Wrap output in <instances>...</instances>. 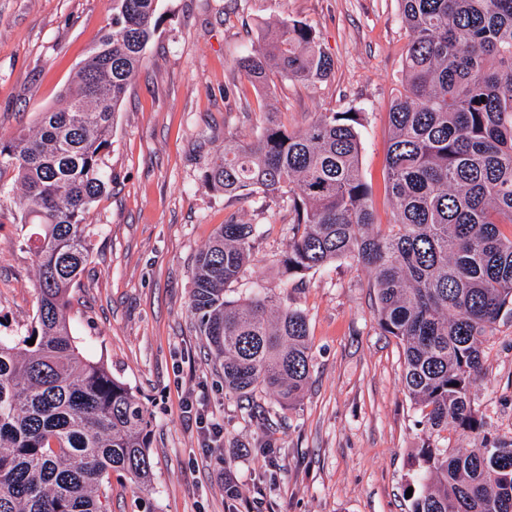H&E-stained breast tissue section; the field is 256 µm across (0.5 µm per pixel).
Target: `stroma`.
Listing matches in <instances>:
<instances>
[{
	"mask_svg": "<svg viewBox=\"0 0 512 512\" xmlns=\"http://www.w3.org/2000/svg\"><path fill=\"white\" fill-rule=\"evenodd\" d=\"M158 13L115 116L104 158L112 184L85 216L91 253L70 293L79 347L151 420L152 485L113 480L107 512H409L420 413L401 384L402 350L378 324L370 270L343 260L287 275V203L262 208L203 181L225 137L256 139L260 99L292 131L323 112H358L361 175L377 223L390 224L388 112L409 40L398 0H160ZM111 14L112 0H0V141L57 105ZM274 20L315 29L334 63L329 78L252 86L237 62ZM19 188L16 170L0 165V336L24 335L37 308L35 258L18 243ZM232 213L263 235L228 297L266 294L307 317L310 377L290 409L260 391L252 414L226 395L190 312L194 259ZM473 391L484 433L512 440V319L485 342ZM190 396L222 429L215 447H203L184 410ZM265 441L272 454L259 453ZM228 476L237 496L224 489Z\"/></svg>",
	"mask_w": 512,
	"mask_h": 512,
	"instance_id": "obj_1",
	"label": "stroma"
}]
</instances>
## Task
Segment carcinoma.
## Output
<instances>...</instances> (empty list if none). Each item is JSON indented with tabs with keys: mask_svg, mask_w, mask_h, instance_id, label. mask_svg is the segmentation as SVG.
<instances>
[{
	"mask_svg": "<svg viewBox=\"0 0 512 512\" xmlns=\"http://www.w3.org/2000/svg\"><path fill=\"white\" fill-rule=\"evenodd\" d=\"M409 41L390 106L393 222H376L361 177V113L324 112L294 132L260 111L259 137L224 138L205 183L228 197L288 199V274L353 259L373 272L379 326L403 352L402 383L421 411L418 492L410 512H512V442L482 437L465 452L443 433H478L473 385L483 344L512 316V0H399ZM159 0H112L98 44L59 107L0 143L17 172L20 244L37 267L34 326L0 336V512H106L116 472L152 482L150 422L139 398L85 357L67 318L89 259L84 217L112 182L104 157L118 106L159 25ZM238 68L265 88L333 70L315 29L267 23ZM261 225L229 215L195 258L191 313L224 372V391L303 397L308 323L268 297H227L251 262ZM35 339L30 346L27 341Z\"/></svg>",
	"mask_w": 512,
	"mask_h": 512,
	"instance_id": "carcinoma-1",
	"label": "carcinoma"
}]
</instances>
